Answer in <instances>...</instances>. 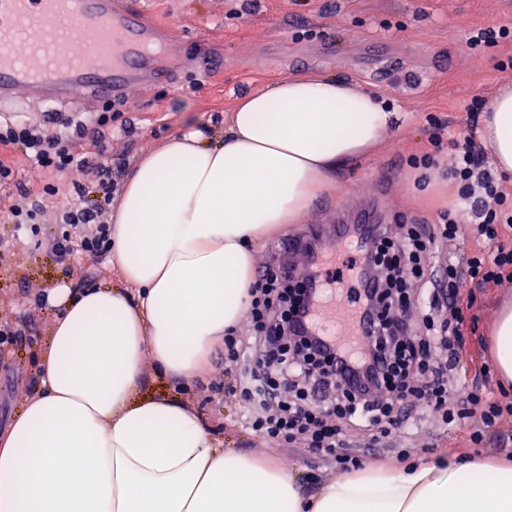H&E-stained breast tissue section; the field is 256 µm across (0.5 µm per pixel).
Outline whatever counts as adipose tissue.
<instances>
[{
	"label": "adipose tissue",
	"instance_id": "ef3b65f1",
	"mask_svg": "<svg viewBox=\"0 0 512 512\" xmlns=\"http://www.w3.org/2000/svg\"><path fill=\"white\" fill-rule=\"evenodd\" d=\"M399 120L373 91L299 73L238 97L223 139L191 131L142 156L112 208L118 284L46 296L40 389L0 433V512H512V463L444 454L309 494L274 458L214 447L180 395L137 394L149 363L201 378L249 305L250 242L301 223ZM478 136L512 174V87Z\"/></svg>",
	"mask_w": 512,
	"mask_h": 512
}]
</instances>
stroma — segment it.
Instances as JSON below:
<instances>
[{
    "instance_id": "1",
    "label": "stroma",
    "mask_w": 512,
    "mask_h": 512,
    "mask_svg": "<svg viewBox=\"0 0 512 512\" xmlns=\"http://www.w3.org/2000/svg\"><path fill=\"white\" fill-rule=\"evenodd\" d=\"M152 17L173 23L181 33L167 79L131 87L125 104L103 132H89L81 150L87 161L108 166L121 181L141 156L173 137L197 129L223 136L238 97L263 90L287 74H331L376 92L404 119L388 133L372 158L339 170L342 194L318 201L303 223L293 224L255 242L254 264L277 258L278 242L311 227L336 226L339 213L372 207L383 224L401 215L411 222H434L441 208L457 195L445 180L450 144L478 125L480 115L468 111L476 97L492 98L512 86V68L500 61L512 57V42L470 47L473 29L512 25V0H135ZM95 100L75 105H42L24 98L0 105V115L41 125L53 112L93 113ZM444 147L440 165L431 170L430 193H419L421 173L410 156L432 151L433 134ZM26 198L41 206L39 234H17L9 213L15 196L0 190V239L15 240L10 253L0 254V321H10L25 334L11 353L0 355V427L20 411L34 390L39 353L54 315L35 301L50 288L66 284L91 287L112 277L108 254L73 250L67 258L40 247L38 236L53 232L74 184L85 186L83 201L96 198L94 182L82 168L55 174L32 165L23 146L8 150ZM512 302V284L485 288L473 308L478 331L468 347L473 361L462 383L478 384L495 393L497 373L482 375V364H494L491 333L501 307ZM235 371L210 366L203 380L185 392L200 412L214 444L253 456H271L295 472L308 490L337 470L311 449L269 441L244 425L250 407L225 394ZM409 458L453 454L470 458L512 455V421L487 437L480 451L466 446L464 428L439 425L429 410H419L408 432L393 434L387 448L363 457L366 465H398L396 449Z\"/></svg>"
}]
</instances>
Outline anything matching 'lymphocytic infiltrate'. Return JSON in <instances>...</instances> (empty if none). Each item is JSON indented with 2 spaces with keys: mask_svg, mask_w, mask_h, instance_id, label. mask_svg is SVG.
<instances>
[{
  "mask_svg": "<svg viewBox=\"0 0 512 512\" xmlns=\"http://www.w3.org/2000/svg\"><path fill=\"white\" fill-rule=\"evenodd\" d=\"M110 119L106 105L90 123L55 114L52 132L8 121L0 124V146L22 145L34 164L62 173L87 165L76 147L89 125ZM484 156L474 135L455 141L448 170L458 187L453 205L436 223L399 224L370 236L355 266L363 283L355 301L370 320L358 342L319 335L321 294L288 261L257 270L249 328L225 335L219 361L239 371L238 385L228 392L250 406V430L268 440L305 443L346 472L360 462L349 446L351 432L382 445L407 427L419 406L437 412L444 425L466 427L475 446L512 418V395L494 397L459 382L474 288L512 283V191L486 169ZM92 172L98 200L65 208L57 231L45 238L61 256H70L76 242L92 255L108 249L111 227L104 217L115 184L109 168ZM464 233L470 250L449 254L444 267L434 269L439 248Z\"/></svg>",
  "mask_w": 512,
  "mask_h": 512,
  "instance_id": "f902f5d3",
  "label": "lymphocytic infiltrate"
}]
</instances>
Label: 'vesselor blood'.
<instances>
[{"instance_id":"1","label":"vessel or blood","mask_w":512,"mask_h":512,"mask_svg":"<svg viewBox=\"0 0 512 512\" xmlns=\"http://www.w3.org/2000/svg\"><path fill=\"white\" fill-rule=\"evenodd\" d=\"M174 40L172 26L150 21L128 0H0V100L124 95L163 76ZM366 244L356 228L338 236L328 252L345 267ZM355 285L351 278L334 281L316 319L321 334L358 336L347 300Z\"/></svg>"}]
</instances>
